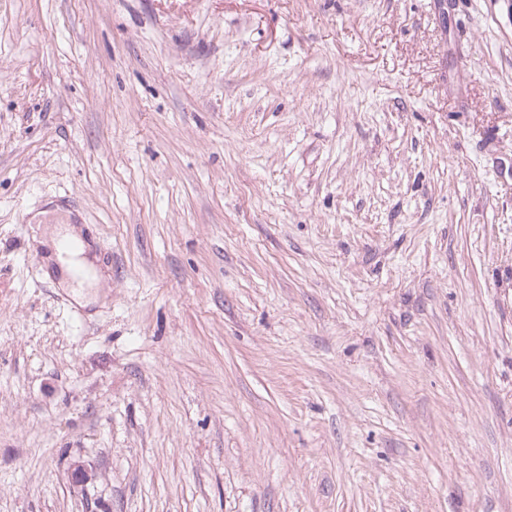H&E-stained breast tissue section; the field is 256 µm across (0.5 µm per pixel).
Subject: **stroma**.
<instances>
[{
  "mask_svg": "<svg viewBox=\"0 0 512 512\" xmlns=\"http://www.w3.org/2000/svg\"><path fill=\"white\" fill-rule=\"evenodd\" d=\"M0 512H512V0H0ZM55 228L51 239V260L57 263V266L65 273L70 275L68 288H72V293L76 299L83 298V291L85 288H96L102 278L99 276L96 268L88 257V246L80 238L76 232L75 227L70 224H60ZM60 239H71L80 243V250L77 251L70 258H63L58 252V242ZM82 271L83 274L80 278L75 276V273Z\"/></svg>",
  "mask_w": 512,
  "mask_h": 512,
  "instance_id": "stroma-1",
  "label": "stroma"
}]
</instances>
